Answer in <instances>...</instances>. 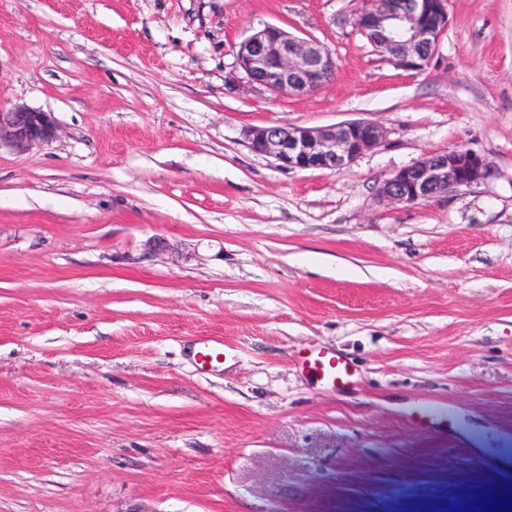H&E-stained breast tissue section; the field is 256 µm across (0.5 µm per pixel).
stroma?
<instances>
[{
	"label": "stroma",
	"mask_w": 512,
	"mask_h": 512,
	"mask_svg": "<svg viewBox=\"0 0 512 512\" xmlns=\"http://www.w3.org/2000/svg\"><path fill=\"white\" fill-rule=\"evenodd\" d=\"M360 5L0 0V108L60 126L0 148V512H449L512 481V0H448L420 71ZM267 25L327 46L334 79L251 84L236 51ZM355 119L387 135L343 169L246 138ZM454 149L492 176L378 198ZM319 349L349 386L303 369ZM426 401L448 420L424 431ZM195 359L202 369L215 368L224 362V340L205 337L195 347ZM303 367L336 389L348 386L354 376L353 367L336 352L320 350L304 358Z\"/></svg>",
	"instance_id": "35a3bbf8"
}]
</instances>
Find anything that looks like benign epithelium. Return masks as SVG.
I'll list each match as a JSON object with an SVG mask.
<instances>
[{
  "mask_svg": "<svg viewBox=\"0 0 512 512\" xmlns=\"http://www.w3.org/2000/svg\"><path fill=\"white\" fill-rule=\"evenodd\" d=\"M448 0H366L355 18L357 29L395 67L423 69L448 29ZM240 67L259 87L304 96L325 86L336 73V59L324 45L267 25L240 43ZM59 127L52 113L15 105L0 110V147L26 150L53 142ZM385 130L353 120L323 128L295 125L253 127L250 149L279 166L299 170H336L378 146ZM491 163L465 150L426 156L398 170L378 189L384 201L413 203L448 195L490 176Z\"/></svg>",
  "mask_w": 512,
  "mask_h": 512,
  "instance_id": "obj_1",
  "label": "benign epithelium"
}]
</instances>
